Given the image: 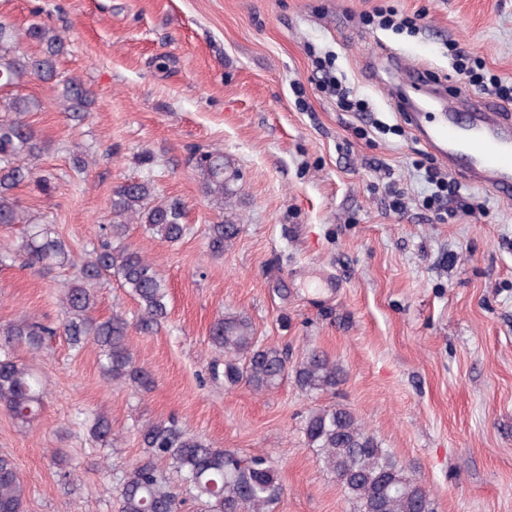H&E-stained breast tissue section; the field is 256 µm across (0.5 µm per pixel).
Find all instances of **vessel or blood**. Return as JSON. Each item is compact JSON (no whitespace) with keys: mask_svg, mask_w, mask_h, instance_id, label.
Returning <instances> with one entry per match:
<instances>
[{"mask_svg":"<svg viewBox=\"0 0 512 512\" xmlns=\"http://www.w3.org/2000/svg\"><path fill=\"white\" fill-rule=\"evenodd\" d=\"M419 138L464 180L512 198V135L495 112L467 118L440 113L436 122L415 124Z\"/></svg>","mask_w":512,"mask_h":512,"instance_id":"obj_1","label":"vessel or blood"}]
</instances>
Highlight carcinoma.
Instances as JSON below:
<instances>
[{
    "label": "carcinoma",
    "mask_w": 512,
    "mask_h": 512,
    "mask_svg": "<svg viewBox=\"0 0 512 512\" xmlns=\"http://www.w3.org/2000/svg\"><path fill=\"white\" fill-rule=\"evenodd\" d=\"M25 37L37 44L40 55L19 52L17 36L0 24V88L20 83L28 75L43 81L57 77L55 60L66 50L63 34L47 23H34ZM64 111L76 115L91 105L90 91L78 77H70L61 89ZM43 108L34 97H14L0 117V224H22L16 247L0 248V263L21 257L31 266L50 270L65 262L77 269V281L65 290L67 317L62 331L72 348L87 341L100 349L103 374L111 382L132 380L143 386L148 376L135 365L129 344V323L118 313L94 318L97 298L93 285L115 277L137 299L144 324L158 323L168 315V287L156 265L138 250L124 244L129 225L143 224L167 243L180 241L186 233L184 206L177 199L158 196L154 180L146 177L118 185L112 192L110 237L87 256L74 260L65 243L48 225L24 217L13 189L32 179L48 191L50 181L34 177L28 161L48 145L35 132L27 117ZM203 193L217 205L234 195L224 176V155L200 151L196 156ZM241 231L238 224H209L206 228L212 253H224V244ZM5 348H0V408L25 424L44 405V393L33 369L16 359L11 349L40 351L57 328L21 318L0 330ZM210 341L224 353V384L244 383L254 391L276 389L284 376L293 373L296 386L308 394H333L344 372L326 353L312 349L298 362L290 363L288 348L263 345L255 336L250 319L240 313L218 316ZM302 433L306 447L340 480L354 512H431L429 491L409 477L394 457L381 447L358 418L344 406L320 407L306 417ZM93 441L112 446V422L102 412L89 423ZM146 454L122 475L116 490L119 512H181L185 496L197 501L203 512H276L283 488L270 460L263 455L241 457L224 448H211L187 434L175 421L154 423L142 430ZM167 468H162L161 464ZM26 487L14 460L0 455V512H23Z\"/></svg>",
    "instance_id": "1"
}]
</instances>
